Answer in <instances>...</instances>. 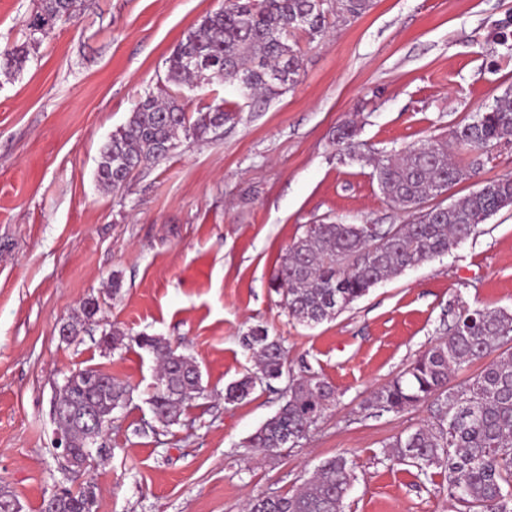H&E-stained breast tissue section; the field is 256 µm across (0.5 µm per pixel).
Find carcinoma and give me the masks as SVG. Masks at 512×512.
Returning a JSON list of instances; mask_svg holds the SVG:
<instances>
[{
  "label": "carcinoma",
  "instance_id": "carcinoma-1",
  "mask_svg": "<svg viewBox=\"0 0 512 512\" xmlns=\"http://www.w3.org/2000/svg\"><path fill=\"white\" fill-rule=\"evenodd\" d=\"M370 0H224L192 28L166 59L163 97L152 94L139 101L127 123L101 146L97 181L110 190L122 188L130 172L169 156L179 135L204 138L217 134L234 120L224 104L210 105L196 116L187 112L182 88L197 81L231 82L244 86L253 100L280 95L295 82L300 49L289 43L294 30L310 37L326 30L334 12L360 16ZM78 0H39L26 24L27 40L0 52V69L23 70L29 48L61 22L76 17ZM195 56L212 62L200 70L189 63ZM356 129L347 122L338 139L349 155L373 167L386 196L412 211L413 219L397 235L394 227L377 224H312L290 245L274 278L283 290L288 314L307 325L335 318L379 282L408 267L449 254L476 230L478 224L512 208V178L485 182L451 205L429 207L419 218L413 207L468 180L483 165L482 157L501 143L512 141V89L497 96L485 112L451 130V137L477 155L466 164L452 161L439 142L423 144L395 158L373 159L353 141ZM99 312L97 303L83 305V321L66 324L70 335ZM136 344L159 363L150 404L165 427L177 424L184 407L202 392L197 364L178 353L159 336H137ZM257 359V371L227 385L224 400L246 399L257 383H270L284 374L286 350L281 341L256 327L242 338ZM496 354L474 378L455 386L451 377L469 363ZM76 380L56 394L58 427L69 433L71 453L84 461L86 430L78 415L93 409L103 420L128 401L126 387L96 369L75 371ZM336 401L334 388L309 369L289 380L288 394L278 411L248 440L247 447L272 455L307 438L320 415ZM419 405L429 412L425 423L389 443L387 459L447 473L444 487L463 512H512V311H487L463 304L448 307L446 337L423 352L364 405L378 413L400 414ZM355 479L353 463L332 457L318 466L313 478L288 495L256 496L245 512H344V501ZM91 487L65 489L61 512H93Z\"/></svg>",
  "mask_w": 512,
  "mask_h": 512
}]
</instances>
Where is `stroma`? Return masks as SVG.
Wrapping results in <instances>:
<instances>
[{
    "instance_id": "35a3bbf8",
    "label": "stroma",
    "mask_w": 512,
    "mask_h": 512,
    "mask_svg": "<svg viewBox=\"0 0 512 512\" xmlns=\"http://www.w3.org/2000/svg\"><path fill=\"white\" fill-rule=\"evenodd\" d=\"M36 5L0 0V51L25 42ZM221 6L83 0L20 73L0 71V486L23 512L89 480L94 512H242L247 497L292 493L342 454L356 476L345 512H457L444 475L428 479L385 456L426 409L370 417L362 405L435 343L450 303L512 310V210L314 327L289 316L273 279L309 225L409 221L336 130L353 122L376 158L447 140L512 87V0H373L322 36L295 32L294 85L260 108L233 85H199L189 111L220 102L234 120L214 137H180L170 158L104 190L101 145L163 89L166 59ZM509 176L512 142L440 201ZM90 299L97 323L62 339L60 326ZM255 327L337 396L301 446L265 458L246 442L278 410L287 379L224 400L229 383L255 370L242 344ZM115 328L125 334L118 343ZM138 335L165 338L200 368L204 391L179 424L154 419L156 364ZM90 367L130 396L103 437L106 453L76 479L54 448L51 402L71 372Z\"/></svg>"
}]
</instances>
